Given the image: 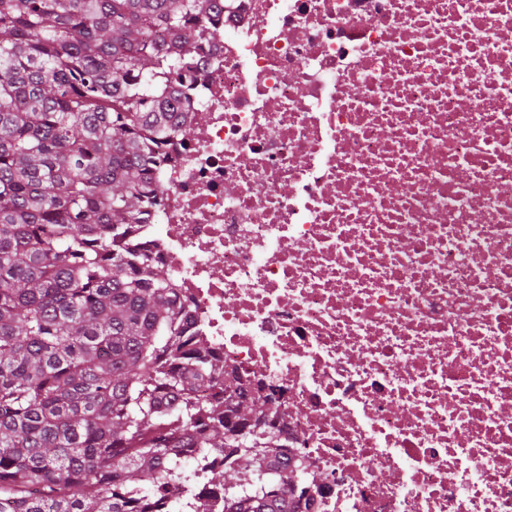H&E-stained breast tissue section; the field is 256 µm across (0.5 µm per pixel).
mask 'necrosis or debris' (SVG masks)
<instances>
[{
  "instance_id": "1",
  "label": "necrosis or debris",
  "mask_w": 512,
  "mask_h": 512,
  "mask_svg": "<svg viewBox=\"0 0 512 512\" xmlns=\"http://www.w3.org/2000/svg\"><path fill=\"white\" fill-rule=\"evenodd\" d=\"M135 237L317 512H512V0H224Z\"/></svg>"
}]
</instances>
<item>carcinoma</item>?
Segmentation results:
<instances>
[{"mask_svg": "<svg viewBox=\"0 0 512 512\" xmlns=\"http://www.w3.org/2000/svg\"><path fill=\"white\" fill-rule=\"evenodd\" d=\"M214 0H0V512H297L267 399L183 321L133 244L150 171L188 138L175 77Z\"/></svg>", "mask_w": 512, "mask_h": 512, "instance_id": "cac0c4a2", "label": "carcinoma"}]
</instances>
